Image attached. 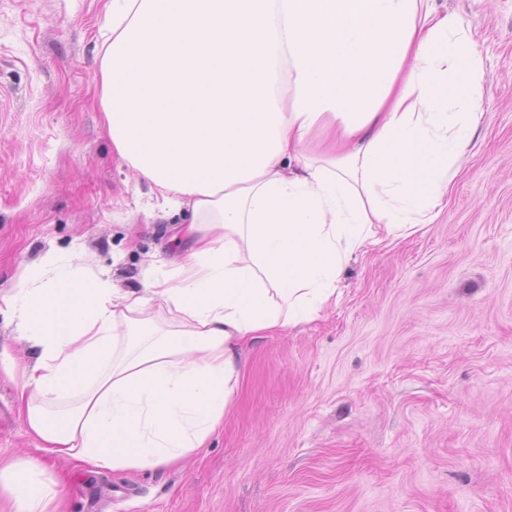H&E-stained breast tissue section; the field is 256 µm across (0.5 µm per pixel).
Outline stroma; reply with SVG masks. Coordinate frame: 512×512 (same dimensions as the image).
I'll list each match as a JSON object with an SVG mask.
<instances>
[{"label": "stroma", "mask_w": 512, "mask_h": 512, "mask_svg": "<svg viewBox=\"0 0 512 512\" xmlns=\"http://www.w3.org/2000/svg\"><path fill=\"white\" fill-rule=\"evenodd\" d=\"M108 0H0V294L46 251L116 288L179 246L100 107ZM482 43L485 116L435 223L365 244L340 298L241 348L238 387L180 465L114 472L46 453L6 367L0 468L37 460L57 512H512V0H436Z\"/></svg>", "instance_id": "1"}]
</instances>
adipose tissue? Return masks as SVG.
Listing matches in <instances>:
<instances>
[{"label":"adipose tissue","mask_w":512,"mask_h":512,"mask_svg":"<svg viewBox=\"0 0 512 512\" xmlns=\"http://www.w3.org/2000/svg\"><path fill=\"white\" fill-rule=\"evenodd\" d=\"M112 146L186 246L116 293L46 254L0 314L31 433L115 472L181 463L224 417L238 345L316 317L378 231L433 223L484 114L482 51L435 0H112L100 68ZM56 481L0 469L14 512Z\"/></svg>","instance_id":"ef3b65f1"}]
</instances>
